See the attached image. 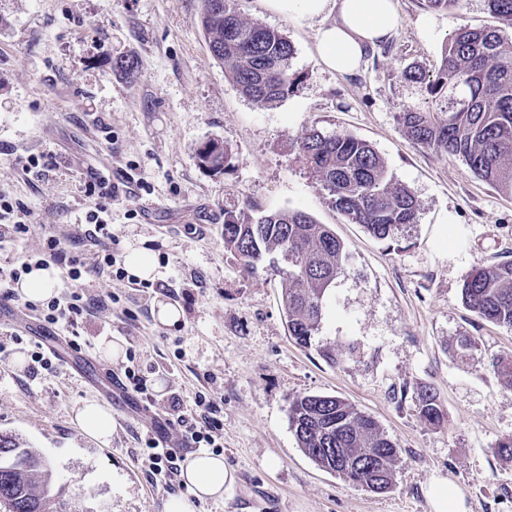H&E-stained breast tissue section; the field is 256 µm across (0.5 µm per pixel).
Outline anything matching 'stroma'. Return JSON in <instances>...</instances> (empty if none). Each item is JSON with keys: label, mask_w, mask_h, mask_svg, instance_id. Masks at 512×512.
I'll use <instances>...</instances> for the list:
<instances>
[{"label": "stroma", "mask_w": 512, "mask_h": 512, "mask_svg": "<svg viewBox=\"0 0 512 512\" xmlns=\"http://www.w3.org/2000/svg\"><path fill=\"white\" fill-rule=\"evenodd\" d=\"M202 0H0V191L19 200L32 232L20 251L45 238L77 236L92 177L126 183L112 206L117 266L145 246L156 256L155 285L104 276L88 295L117 297L112 312L87 317L75 336L52 335L33 314L0 302L21 336L0 361V433L45 454L73 512H165L168 500L141 465L147 426L138 414L165 415L177 394L209 393L224 416L221 455L227 479L219 500L195 512H433L434 479L453 482L469 512H512V462L498 457L512 436V382L497 369L512 354V329L477 318L461 300L475 266L512 261V196L477 180L460 160L412 143L398 122L410 107L435 108L415 69L435 77L441 50L462 25H495L486 0L458 14L436 13L423 34L418 0H397L400 25L365 56L358 74L320 62L316 27L239 0L243 17L288 36L295 47L292 93L267 106L243 97L210 52ZM133 58V77L113 71ZM312 128L344 131L370 143L390 174L419 202L417 223L381 241L329 207L294 145ZM216 139L232 151L220 172L201 167L198 148ZM31 154L52 170L24 171ZM301 210L344 242L347 268L333 283L318 347L288 335L279 278L252 271L224 249V210ZM182 310L166 326L155 302ZM56 337L73 357L123 376L133 366L150 398L101 390L53 360L37 378L30 354ZM473 336L471 360L457 356ZM117 343L135 359L105 357ZM342 354L329 364L319 346ZM435 389L444 423L428 424L418 392ZM331 394L372 417L398 448L392 488L374 494L322 470L299 449L288 399ZM112 415L109 444L75 421L84 402Z\"/></svg>", "instance_id": "35a3bbf8"}]
</instances>
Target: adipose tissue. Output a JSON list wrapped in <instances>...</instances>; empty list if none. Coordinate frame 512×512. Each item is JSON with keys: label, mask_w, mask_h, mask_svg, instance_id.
<instances>
[{"label": "adipose tissue", "mask_w": 512, "mask_h": 512, "mask_svg": "<svg viewBox=\"0 0 512 512\" xmlns=\"http://www.w3.org/2000/svg\"><path fill=\"white\" fill-rule=\"evenodd\" d=\"M279 16L300 18L318 24L321 63L330 71L355 73L369 46L391 36L400 25L395 0H264ZM181 477L190 497H173L166 512H194V500L224 494L227 473L223 456L201 454L187 459Z\"/></svg>", "instance_id": "adipose-tissue-1"}]
</instances>
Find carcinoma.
I'll return each mask as SVG.
<instances>
[{
  "label": "carcinoma",
  "mask_w": 512,
  "mask_h": 512,
  "mask_svg": "<svg viewBox=\"0 0 512 512\" xmlns=\"http://www.w3.org/2000/svg\"><path fill=\"white\" fill-rule=\"evenodd\" d=\"M428 11L457 13L463 0H420ZM497 27L455 29L441 52L430 96L444 99L437 110L410 108L398 114L414 143L462 161L479 180L512 195V0H487ZM200 22L213 56L240 93L270 104L298 86L290 72L293 43L281 32L242 18L236 0H203ZM232 158L224 146L198 149L200 166L219 172ZM296 162L319 181L326 203L374 238L395 239L416 222L419 203L389 174L372 146L350 134L312 128L297 142ZM224 248L256 270L272 263L288 334L310 347L322 324L327 294L344 270L345 244L326 224L300 210L256 217L224 209ZM463 304L479 319L512 328V261L474 267L461 288ZM421 417L444 422L436 393L418 394ZM290 429L303 454L318 467L376 494L391 489L397 448L371 417L345 400L325 394L289 400ZM53 472L39 453L0 433V501L16 512H59Z\"/></svg>",
  "instance_id": "1"
}]
</instances>
